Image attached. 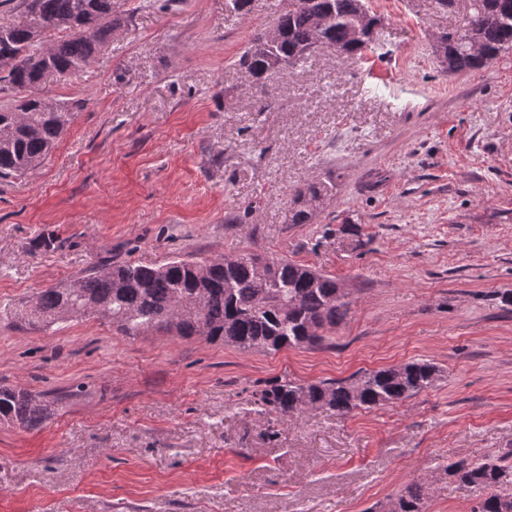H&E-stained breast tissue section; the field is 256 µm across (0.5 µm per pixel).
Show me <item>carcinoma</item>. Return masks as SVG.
Here are the masks:
<instances>
[{
	"instance_id": "carcinoma-1",
	"label": "carcinoma",
	"mask_w": 512,
	"mask_h": 512,
	"mask_svg": "<svg viewBox=\"0 0 512 512\" xmlns=\"http://www.w3.org/2000/svg\"><path fill=\"white\" fill-rule=\"evenodd\" d=\"M117 0H17L16 19L0 20V93L18 95L0 104V178L21 177L39 168L73 119L66 102L49 104L38 90L49 75L79 73L88 67L119 27ZM467 28L442 33L443 65L450 73L478 71L512 51V0H472ZM366 0H288L280 14L278 39L256 38L238 64L260 77L272 75L271 64L288 67L311 54L314 36L350 56L362 55L370 42L352 38L353 29L369 22ZM62 31L66 36L52 38ZM335 189L332 179L310 182L295 191L292 224H308L315 209ZM254 254L219 255L202 262L174 259L156 267L132 263L94 268L85 276L47 288L9 311L34 328L78 320L94 305L99 317L125 336L158 327L165 315L175 317L173 332L202 336L241 350L277 352L301 348L336 326L350 301L339 294L335 278L284 258H269L259 272ZM441 370L428 361H412L365 371L345 381L273 383L256 393L266 415L293 418L311 408L342 414L402 402L430 388ZM51 403L41 394L0 387V421L24 428L40 426ZM444 474L459 484L485 492L473 512H501L512 504V471L494 463H453ZM433 488L419 477L404 487L393 512H423Z\"/></svg>"
}]
</instances>
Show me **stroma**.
<instances>
[{
    "label": "stroma",
    "instance_id": "stroma-1",
    "mask_svg": "<svg viewBox=\"0 0 512 512\" xmlns=\"http://www.w3.org/2000/svg\"><path fill=\"white\" fill-rule=\"evenodd\" d=\"M124 0L86 70L40 95L74 117L45 163L0 178V309L106 263L255 252L335 277L350 310L316 344L244 351L90 316L0 318V386L54 402L0 422V512H373L437 476L424 512H471L448 464L512 467V52L446 72L464 8L366 0L362 56L316 49L264 81L237 64L283 0ZM332 179L311 223L294 190ZM419 360L400 403L270 421L256 391Z\"/></svg>",
    "mask_w": 512,
    "mask_h": 512
}]
</instances>
